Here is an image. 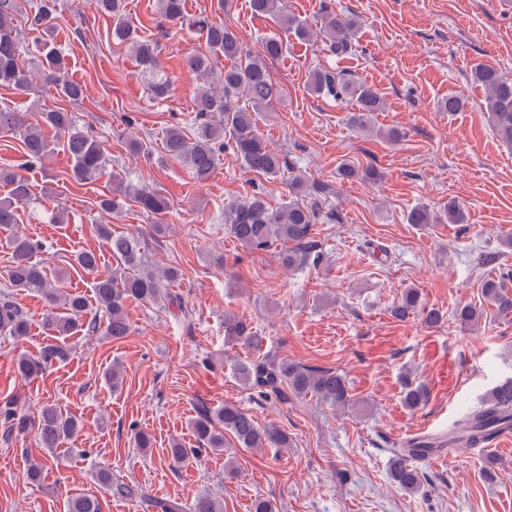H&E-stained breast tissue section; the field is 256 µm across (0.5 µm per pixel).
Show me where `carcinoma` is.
<instances>
[{
    "instance_id": "carcinoma-1",
    "label": "carcinoma",
    "mask_w": 512,
    "mask_h": 512,
    "mask_svg": "<svg viewBox=\"0 0 512 512\" xmlns=\"http://www.w3.org/2000/svg\"><path fill=\"white\" fill-rule=\"evenodd\" d=\"M99 10L112 17V40L131 47L142 73L152 79L151 88L158 97L167 95L170 82L163 75L158 45L139 38L125 11V0H96ZM185 0H159L161 17L169 23L185 18ZM279 0H251L254 13L280 19L282 26L301 40L318 35L325 39L329 51L337 56L351 52L352 41L358 28L357 20L342 12L329 10L315 30L294 17H282ZM60 8V0H32L29 10L22 11L17 0H0V87L24 92L33 83L41 81L53 85L59 95L72 102L83 97L82 85L70 80L64 72L61 53L54 42L46 38ZM24 24H18V15ZM205 38L208 53L186 59V66L205 77L206 83L196 95L192 135L184 127L172 125L164 136L167 155L181 161L193 180L202 184L221 164L226 152L232 153L251 172L266 177H277L287 171L292 174L294 196L277 207L272 206L262 192H253L241 201L224 208V224L228 233L242 246L253 251H265L275 245L282 247V260L289 267L317 263L321 258L319 244L312 237V227L333 213H323L313 202L305 203L301 196L319 194L322 187L307 184L287 160L271 149L260 135L254 114L281 97L283 89L269 74L267 60L283 53V41L273 34L262 41V50L245 49L236 34L224 24L201 14L190 21ZM224 59L229 64L215 70L214 61ZM473 80L485 91V108L488 120L499 140L512 148V77L497 69L479 65L472 73ZM311 90L334 100L349 99L355 109L349 112L348 124L363 131L370 125L372 116L382 111V101L372 86L346 79L326 69L315 68L309 74ZM31 113L0 109V133L17 136L22 143L24 163L16 168L0 170V183L7 188L0 199V232L7 233L6 241L12 251L13 261L8 271V283L0 291V334L15 338L29 331L28 313L14 300L10 289L23 288L37 293L45 304L41 319L42 333L51 338L35 357L21 356L16 361V372L24 380L43 375L52 365L68 357V350L57 342L60 337L74 336L82 331L97 333L120 340L127 336L129 325L125 305L130 300L146 303H165L184 310L182 297L166 287V283L179 277L176 268L169 267L156 274L149 270L146 242L143 236L112 231V225H96L98 236L103 239L112 259L116 262L113 273L98 275L92 285V295L80 292L62 294L51 287L46 268L41 261L33 260L45 251V243L23 236L15 231L18 204L30 198V184L25 172L45 162L55 152L44 129L54 131L56 140L62 141L64 150L73 159L70 179L80 186L95 182L106 165V158L97 139L77 127L68 113L43 110L38 119L30 121ZM343 180L376 178L375 170L360 169L349 162L338 167ZM137 203L140 211L155 217L170 209L168 199L156 189H133L129 186L116 189L113 195L102 194L97 201L101 213L108 216L120 213L127 200ZM464 222L465 215L457 202L448 200L442 212L436 213L421 205L406 215L409 224L426 227ZM100 256L93 250L80 251L74 264L84 272L95 273ZM490 278L483 285V297L497 317L512 316V287L506 278ZM420 295L409 288L391 308L398 320H406L418 313ZM103 313L106 322L87 319L89 311ZM224 336L231 342L254 345L257 338L239 318L224 315ZM237 372L242 383L265 400L288 399V394L316 398L320 403L336 408L353 405V396L347 379L333 369H314L296 363L276 364L267 360L241 363ZM426 392L420 385L404 382V402L410 408L421 405ZM0 427L3 436L22 434L36 429L43 447L54 451L63 442L74 438L80 431L79 421L63 412L53 403H46L35 417L18 410L17 401L0 402ZM504 428H512V380L506 379L489 390L480 404L459 419L448 434L454 450L473 448L495 436ZM192 430L200 448L224 450L225 435H230L239 448H286L288 434L275 425L259 427L251 414L233 403L213 409L206 408L192 421ZM198 448V449H200ZM196 448H184L175 442L169 448L170 462L182 467ZM433 449L432 443L412 441L397 451L389 460V478L407 492L415 493L423 487L422 473L412 465L416 455ZM51 459L30 464L26 478L33 485L41 484ZM97 481L114 496L141 498L142 489L134 483L112 478V471L101 469ZM66 512H101L100 501L93 497L73 496L66 502ZM188 512H223V505L209 493L198 495Z\"/></svg>"
}]
</instances>
